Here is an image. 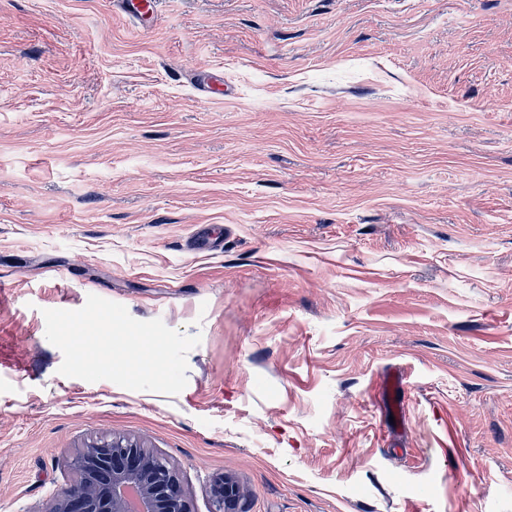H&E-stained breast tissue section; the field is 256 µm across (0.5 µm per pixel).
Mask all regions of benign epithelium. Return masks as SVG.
<instances>
[{
    "instance_id": "benign-epithelium-1",
    "label": "benign epithelium",
    "mask_w": 512,
    "mask_h": 512,
    "mask_svg": "<svg viewBox=\"0 0 512 512\" xmlns=\"http://www.w3.org/2000/svg\"><path fill=\"white\" fill-rule=\"evenodd\" d=\"M75 475L45 512H192L175 467L137 440L93 441L65 457ZM211 512H247L240 482L226 474L210 482Z\"/></svg>"
}]
</instances>
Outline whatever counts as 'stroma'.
<instances>
[{
  "label": "stroma",
  "instance_id": "obj_1",
  "mask_svg": "<svg viewBox=\"0 0 512 512\" xmlns=\"http://www.w3.org/2000/svg\"><path fill=\"white\" fill-rule=\"evenodd\" d=\"M0 282V512L112 435L193 512H512V0H0ZM91 294L180 393L59 374ZM211 512H247L246 493L240 482L230 475L219 474L210 482Z\"/></svg>",
  "mask_w": 512,
  "mask_h": 512
}]
</instances>
